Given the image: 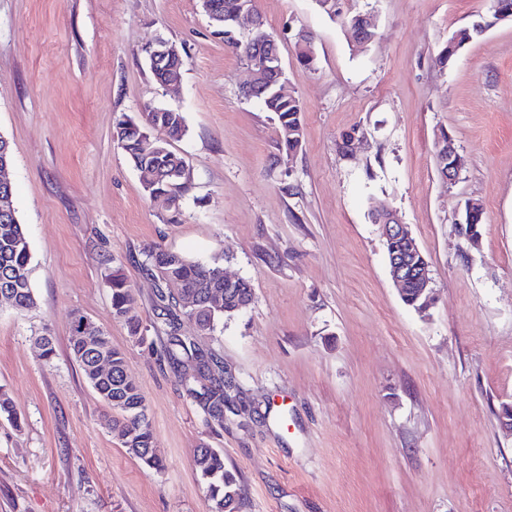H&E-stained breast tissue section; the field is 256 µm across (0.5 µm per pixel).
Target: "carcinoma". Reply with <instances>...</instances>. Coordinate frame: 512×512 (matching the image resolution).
<instances>
[{"mask_svg":"<svg viewBox=\"0 0 512 512\" xmlns=\"http://www.w3.org/2000/svg\"><path fill=\"white\" fill-rule=\"evenodd\" d=\"M246 2L248 0H206L201 8L209 20L224 25V41L248 61L251 58L250 40L233 37L236 20ZM316 3L330 19L339 22L346 30L352 33L364 31L369 39L375 38L376 32L366 26L365 15L343 12L332 3L323 4V0H316ZM296 48L298 61L312 66L315 61L312 42L299 39ZM183 67L184 59L180 58L157 68L151 66L149 71L158 83L165 84L172 76L180 77ZM281 83L278 74L270 72L263 88L254 98L261 102L265 111L276 116L278 150L289 157L303 145V108L299 98L281 93ZM186 133L183 113L165 107L157 112H144L137 120L123 114L114 124L113 137L130 163L135 167L147 165L157 170L155 180L143 187V191L151 202L166 213L169 223L178 222L181 202L192 185V178L174 176V173L186 169V163L170 149V142L182 138ZM154 139L161 148L159 153H152L145 147V141ZM13 196V186L0 185V293H8L14 309L25 311L36 306L31 285L32 253L29 239L18 220ZM465 218V233L472 238L477 237L483 224L480 207L473 205L472 212L465 214ZM143 256L145 270L158 281L157 299L167 328L168 360L174 366L191 367L181 377L187 395L222 426L224 412L239 413L231 395L235 384L224 375V368L216 354L205 352L196 338L181 333V322L187 318L195 323L199 335L211 336L220 325L239 313V305L253 301V289L244 279L239 280L235 287L226 288L220 266L191 260L157 246L144 248ZM109 282L112 315L124 320L131 337L140 338V323L130 315L134 301L133 288L124 273L122 262L116 258L112 259ZM204 283L213 284V287L225 292V297L217 302L207 301L200 295ZM415 288V282H407L402 301L417 311H423L430 307V303L423 297H416ZM100 336H105L100 326L83 315L74 316L70 336L72 354L85 379L112 411L106 421L109 433L142 466L160 472L164 469V460L155 446L144 396L126 373L125 353L112 345L108 346L107 358L112 366L111 371L106 375L94 373L95 361L90 354L89 344ZM194 466L206 484L213 512H241L244 501L242 482L235 470L224 465L222 453L214 448H198Z\"/></svg>","mask_w":512,"mask_h":512,"instance_id":"cac0c4a2","label":"carcinoma"}]
</instances>
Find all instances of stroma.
I'll return each instance as SVG.
<instances>
[{
  "label": "stroma",
  "mask_w": 512,
  "mask_h": 512,
  "mask_svg": "<svg viewBox=\"0 0 512 512\" xmlns=\"http://www.w3.org/2000/svg\"><path fill=\"white\" fill-rule=\"evenodd\" d=\"M280 42L304 142L280 157L276 120L241 93L247 64L198 0H0V134L33 256L36 307L0 303V512H211L197 448L224 455L241 512H512V20L437 56L489 0H345L377 18L358 46L315 0H256ZM313 36L316 64L296 56ZM163 38L185 55L177 86L141 54ZM182 112L172 141L193 174L179 223L163 221L112 137L144 106ZM465 159L445 182L435 141ZM483 208L478 241L459 225ZM397 210L426 255L423 314L392 280L374 204ZM151 244L250 282L251 305L211 336L239 385L240 415L216 424L164 353ZM134 292L142 339L112 315L107 257ZM126 354L163 471L108 432L109 409L71 355V320ZM52 337L45 360L40 337Z\"/></svg>",
  "instance_id": "35a3bbf8"
}]
</instances>
